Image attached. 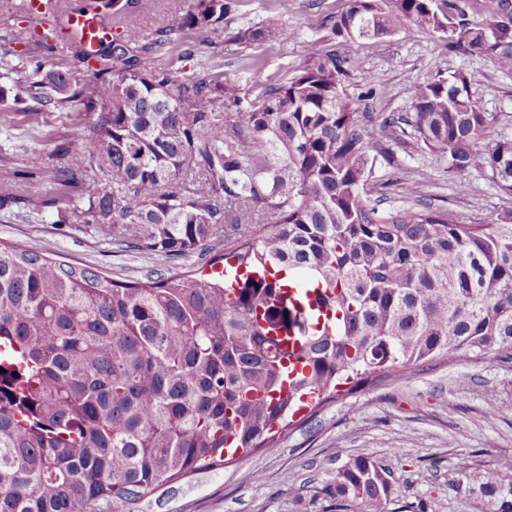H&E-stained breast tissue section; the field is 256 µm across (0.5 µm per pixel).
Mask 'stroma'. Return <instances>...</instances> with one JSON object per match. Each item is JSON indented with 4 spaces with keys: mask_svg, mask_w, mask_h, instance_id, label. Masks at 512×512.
<instances>
[{
    "mask_svg": "<svg viewBox=\"0 0 512 512\" xmlns=\"http://www.w3.org/2000/svg\"><path fill=\"white\" fill-rule=\"evenodd\" d=\"M192 0H141L138 22L145 35L176 25ZM345 0H292L279 16L276 0H242L240 10L255 22L280 20L288 38L260 48L261 71H253L234 46L224 50V75L249 88L273 81L282 69L306 64L302 41L321 35L325 14L341 12ZM357 69L344 88L356 112L373 122L411 110V95L429 77L433 64L445 72L472 77L471 92L484 111L496 115L494 134L512 137V77L476 55L448 50L434 35L402 28L381 40L356 46ZM91 119L80 105L64 112H18L13 125L0 128V155L14 156L29 177L17 181L18 198L56 197L48 155L57 144L76 142ZM392 164L379 166L372 196L382 212L406 208L405 187L433 206L480 222L497 221L512 210V200L498 191L490 171L455 177L441 155L426 151L408 156L400 141L387 139ZM470 186L456 191V181ZM0 243H21L34 251L86 266L119 280H142L157 272L167 277L209 273L207 256L193 253L177 262L158 255L122 251L69 228L27 223L0 211ZM512 403V363L460 359L423 371L392 377L356 390L346 400L326 406L308 424L284 431L276 451L262 449L224 468L184 479L174 492L152 501L151 512H336L326 491L341 466L365 455L391 471L388 512H485L472 480L458 475L460 456H469L473 473L489 467L512 468V417L493 416L494 408Z\"/></svg>",
    "mask_w": 512,
    "mask_h": 512,
    "instance_id": "35a3bbf8",
    "label": "stroma"
}]
</instances>
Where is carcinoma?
<instances>
[{
  "instance_id": "obj_1",
  "label": "carcinoma",
  "mask_w": 512,
  "mask_h": 512,
  "mask_svg": "<svg viewBox=\"0 0 512 512\" xmlns=\"http://www.w3.org/2000/svg\"><path fill=\"white\" fill-rule=\"evenodd\" d=\"M347 0L304 41L307 64L252 93L224 79V45L280 44L276 21L255 23L241 0H194L178 28L145 38L133 23L93 55L97 78L72 83L49 36L25 46L0 83V121L76 102L97 115L51 158L71 208L43 198L22 220L69 224L118 249L179 259L205 249L240 272L123 281L0 245V512H139L140 503L226 456L279 445L282 432L327 405L434 361L512 360V210L466 221L415 195L378 213L370 185L389 152L381 139L411 128L407 153L448 158V173L489 170L512 198V139L470 92L471 77L435 74L411 112L359 124L343 88L362 40L404 26L512 74V0ZM83 13L122 20L133 0H84ZM207 35L206 49L181 37ZM201 56L178 79L155 58ZM34 66L42 79L29 81ZM288 273V279L279 274ZM266 272L269 278L255 276ZM322 285L331 331L281 293ZM304 370L284 366L289 339ZM305 410L302 421L295 420ZM391 472L368 456L336 470L331 496L387 512ZM489 512H512V474L477 476Z\"/></svg>"
}]
</instances>
